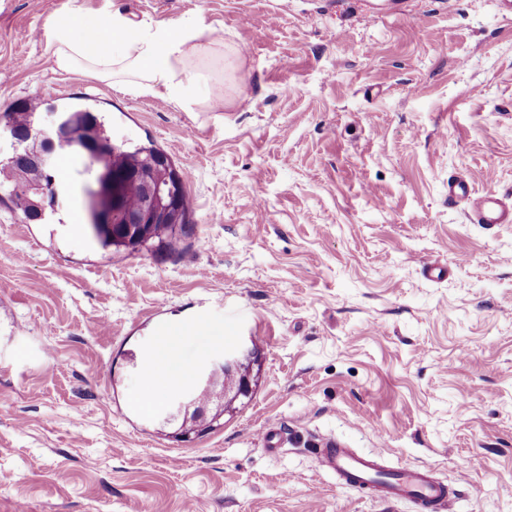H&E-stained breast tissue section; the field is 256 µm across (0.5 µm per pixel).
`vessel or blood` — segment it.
Segmentation results:
<instances>
[{
	"mask_svg": "<svg viewBox=\"0 0 512 512\" xmlns=\"http://www.w3.org/2000/svg\"><path fill=\"white\" fill-rule=\"evenodd\" d=\"M448 200L465 203L469 223L512 224V199L491 189L476 191L466 178H449ZM316 454L321 465L349 489L374 493L384 501L405 499L426 512H457L455 491L433 478L426 468L403 467L389 472L382 456L363 454L333 440L323 442Z\"/></svg>",
	"mask_w": 512,
	"mask_h": 512,
	"instance_id": "1",
	"label": "vessel or blood"
}]
</instances>
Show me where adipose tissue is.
<instances>
[{
	"label": "adipose tissue",
	"instance_id": "ef3b65f1",
	"mask_svg": "<svg viewBox=\"0 0 512 512\" xmlns=\"http://www.w3.org/2000/svg\"><path fill=\"white\" fill-rule=\"evenodd\" d=\"M95 33L98 41L93 44L79 34L71 19H58L52 46L57 68L69 71L79 65L89 66L112 78L125 93L160 96L187 112L200 105L213 112L223 110V98L202 101L193 92L199 63L210 48L201 27L191 22H137L116 12L105 25L96 27ZM181 335V329L176 328L156 340L152 359L144 367L148 402H155L157 394L172 386L194 379L190 364L178 355Z\"/></svg>",
	"mask_w": 512,
	"mask_h": 512
}]
</instances>
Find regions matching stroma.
<instances>
[{"label":"stroma","instance_id":"stroma-1","mask_svg":"<svg viewBox=\"0 0 512 512\" xmlns=\"http://www.w3.org/2000/svg\"><path fill=\"white\" fill-rule=\"evenodd\" d=\"M190 21L212 43L186 112L58 70L54 20ZM80 104L183 171L177 251L104 252L0 191V512H417L342 487L324 439L420 466L461 512H512V19L494 0H0V114ZM447 270L432 280L424 268ZM262 362L188 442L138 405L159 331ZM285 436L268 453L262 435ZM448 201L466 204V216L472 224H512V199L496 191H476L464 177L448 178Z\"/></svg>","mask_w":512,"mask_h":512}]
</instances>
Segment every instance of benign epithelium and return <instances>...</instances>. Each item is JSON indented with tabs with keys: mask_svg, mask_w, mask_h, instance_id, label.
I'll return each mask as SVG.
<instances>
[{
	"mask_svg": "<svg viewBox=\"0 0 512 512\" xmlns=\"http://www.w3.org/2000/svg\"><path fill=\"white\" fill-rule=\"evenodd\" d=\"M3 137L14 145L13 158L28 169L25 219L29 221L48 210L62 207L64 189L55 176L56 160L50 150V145L59 139L73 141L76 154L82 161L75 181L82 187L90 232L121 224L129 236L147 234L154 225L167 223L179 203L178 196L169 187L167 156H158L148 169L103 168L97 164V157L105 150H112V141L77 138L68 116L63 112L51 109L46 118L36 115L24 130L1 117L0 139ZM131 193L141 198L140 206L135 210L126 207V198ZM253 356L254 349L248 344L227 351L199 368L196 387L173 396L166 414L171 418H183L181 435L187 437L194 430H202L198 423L206 418V411L198 403L196 388L205 389L210 402L217 403L216 413H223L232 398L217 389L215 380L226 373H237L241 365Z\"/></svg>",
	"mask_w": 512,
	"mask_h": 512,
	"instance_id": "obj_1",
	"label": "benign epithelium"
}]
</instances>
